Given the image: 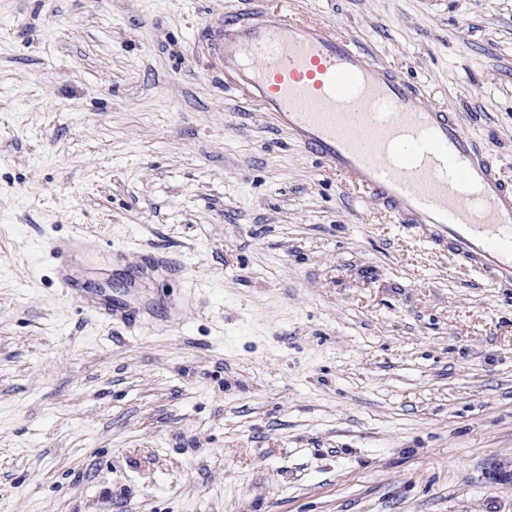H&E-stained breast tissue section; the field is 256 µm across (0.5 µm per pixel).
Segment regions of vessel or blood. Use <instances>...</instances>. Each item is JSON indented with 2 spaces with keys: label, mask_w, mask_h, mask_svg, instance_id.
Returning a JSON list of instances; mask_svg holds the SVG:
<instances>
[{
  "label": "vessel or blood",
  "mask_w": 512,
  "mask_h": 512,
  "mask_svg": "<svg viewBox=\"0 0 512 512\" xmlns=\"http://www.w3.org/2000/svg\"><path fill=\"white\" fill-rule=\"evenodd\" d=\"M211 50L233 73L224 91L252 99L306 153L346 177L416 238L448 252L502 288H512V183L452 113L334 28L288 15V0L245 4L207 26ZM80 235L52 240L51 253H82ZM137 274L169 276L158 252ZM88 312L136 318L93 294Z\"/></svg>",
  "instance_id": "vessel-or-blood-1"
}]
</instances>
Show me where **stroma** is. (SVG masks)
Wrapping results in <instances>:
<instances>
[{
	"label": "stroma",
	"instance_id": "obj_1",
	"mask_svg": "<svg viewBox=\"0 0 512 512\" xmlns=\"http://www.w3.org/2000/svg\"><path fill=\"white\" fill-rule=\"evenodd\" d=\"M242 0H0V512H512V290L326 172L200 38ZM512 177V0H289ZM126 263L59 286L53 236ZM156 248L180 269L131 278ZM59 280L64 288L70 291L76 296L82 306V308L88 312L103 316L110 320H118L124 324L131 325L136 322V317L124 310L123 308L117 307L115 304H111L107 299L100 298L94 294H75L74 279L72 276L63 271L59 276Z\"/></svg>",
	"mask_w": 512,
	"mask_h": 512
}]
</instances>
